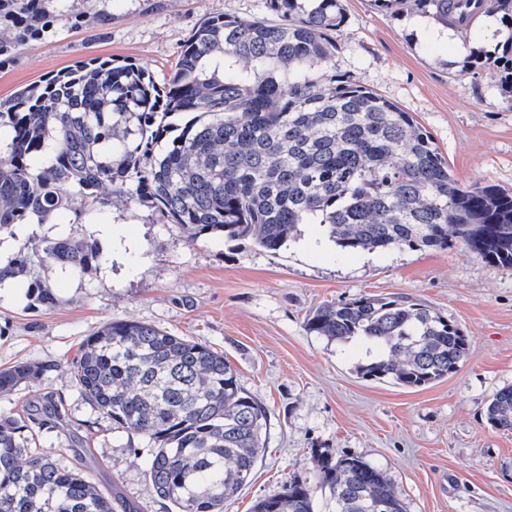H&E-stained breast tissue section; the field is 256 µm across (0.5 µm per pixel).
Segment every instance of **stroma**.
<instances>
[{
  "instance_id": "stroma-1",
  "label": "stroma",
  "mask_w": 512,
  "mask_h": 512,
  "mask_svg": "<svg viewBox=\"0 0 512 512\" xmlns=\"http://www.w3.org/2000/svg\"><path fill=\"white\" fill-rule=\"evenodd\" d=\"M141 14L133 0H107L114 20H53V31L0 63V99L79 62L129 57L156 82L170 78L189 37L206 18L272 20L267 0H157ZM346 23L328 64L373 89L432 136L455 178L512 191V90L464 60L505 55L512 27L477 22L445 34L432 17L373 0H341ZM75 236L106 257L75 275L49 266L54 307L34 306L25 287H0V369L48 364L43 387L0 394V413L40 405L43 391L64 418L42 431L41 448L81 468L112 499L114 512H166L145 477L150 443L114 430L84 399L67 370L78 344L107 320H136L222 352L238 382L267 410L265 452L251 482L224 512H251L291 482L315 484L316 456H358L391 480L406 512H512V433L495 429L486 407L512 384V267L485 262L461 243L442 250L339 252L316 224L270 253L220 235L190 239L181 225L132 206L83 223L33 224L0 245L16 252L32 236ZM363 295L408 296L457 323L469 341L456 373L408 388L357 372L365 354L307 332L310 311Z\"/></svg>"
}]
</instances>
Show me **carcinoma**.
<instances>
[{"instance_id": "obj_1", "label": "carcinoma", "mask_w": 512, "mask_h": 512, "mask_svg": "<svg viewBox=\"0 0 512 512\" xmlns=\"http://www.w3.org/2000/svg\"><path fill=\"white\" fill-rule=\"evenodd\" d=\"M466 30L489 0H374ZM88 0H0V57L42 36ZM278 21L205 19L170 79L140 64L94 58L0 100V235L55 215L80 224L92 209L140 205L198 239L222 235L277 252L317 224L345 253L444 249L451 240L512 267V192L462 186L430 135L378 92L327 65L345 23L340 0H268ZM512 87V62L473 54ZM106 261L73 237H44L0 263V286L19 278L44 307L56 297L46 264L86 274ZM308 332L362 344L358 372L405 387L455 373L469 343L455 322L409 297L363 295L315 309ZM49 365L0 370V394L41 386ZM71 379L113 429L145 435L146 478L173 512H224L251 480L264 448L265 409L224 355L135 320H109L81 343ZM0 415V512H112L82 469L63 466L36 436L60 417ZM512 432V386L486 408ZM316 483L334 512H405L377 467L316 456ZM316 488L293 482L252 512H315Z\"/></svg>"}]
</instances>
